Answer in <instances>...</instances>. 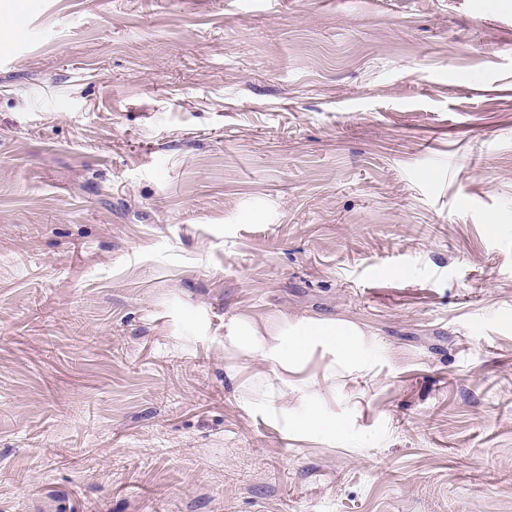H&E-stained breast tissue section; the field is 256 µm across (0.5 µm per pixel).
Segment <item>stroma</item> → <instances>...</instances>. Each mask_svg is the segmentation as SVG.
Here are the masks:
<instances>
[{"mask_svg": "<svg viewBox=\"0 0 512 512\" xmlns=\"http://www.w3.org/2000/svg\"><path fill=\"white\" fill-rule=\"evenodd\" d=\"M0 512H512V0H0ZM345 320L335 435L229 320Z\"/></svg>", "mask_w": 512, "mask_h": 512, "instance_id": "stroma-1", "label": "stroma"}]
</instances>
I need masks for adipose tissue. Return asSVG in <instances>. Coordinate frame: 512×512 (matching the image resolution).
<instances>
[{
  "instance_id": "obj_1",
  "label": "adipose tissue",
  "mask_w": 512,
  "mask_h": 512,
  "mask_svg": "<svg viewBox=\"0 0 512 512\" xmlns=\"http://www.w3.org/2000/svg\"><path fill=\"white\" fill-rule=\"evenodd\" d=\"M365 333L347 321L292 318L280 314L259 322L247 316L233 317L224 338V350L268 366V373L258 375L259 387L246 391V406L274 405L275 417L293 431L306 435L314 430L328 434L339 431L342 423L328 414L326 392L314 391L308 384L292 381L291 376L315 349L329 352L344 369L361 368Z\"/></svg>"
}]
</instances>
